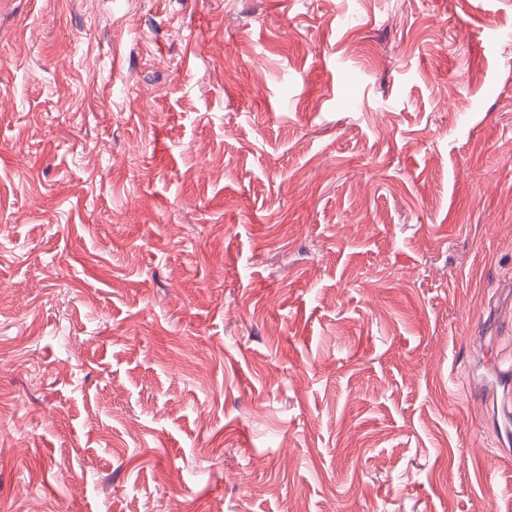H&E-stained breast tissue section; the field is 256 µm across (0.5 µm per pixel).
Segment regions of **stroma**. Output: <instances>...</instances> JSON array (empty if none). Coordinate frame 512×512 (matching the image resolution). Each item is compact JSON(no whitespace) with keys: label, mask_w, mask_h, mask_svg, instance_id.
<instances>
[{"label":"stroma","mask_w":512,"mask_h":512,"mask_svg":"<svg viewBox=\"0 0 512 512\" xmlns=\"http://www.w3.org/2000/svg\"><path fill=\"white\" fill-rule=\"evenodd\" d=\"M481 358L512 0H0V512H512Z\"/></svg>","instance_id":"35a3bbf8"}]
</instances>
